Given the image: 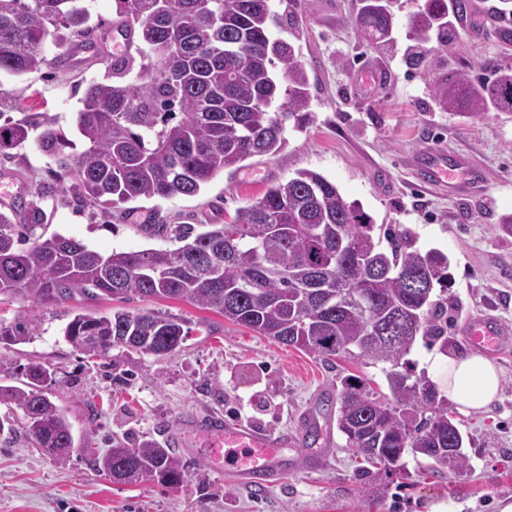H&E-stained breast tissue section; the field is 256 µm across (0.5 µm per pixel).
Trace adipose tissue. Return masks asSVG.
I'll return each instance as SVG.
<instances>
[{"instance_id":"ef3b65f1","label":"adipose tissue","mask_w":512,"mask_h":512,"mask_svg":"<svg viewBox=\"0 0 512 512\" xmlns=\"http://www.w3.org/2000/svg\"><path fill=\"white\" fill-rule=\"evenodd\" d=\"M435 381L460 412L471 413L488 408L497 399L502 375L491 360L470 352L440 356Z\"/></svg>"}]
</instances>
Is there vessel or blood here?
Wrapping results in <instances>:
<instances>
[{
	"label": "vessel or blood",
	"mask_w": 512,
	"mask_h": 512,
	"mask_svg": "<svg viewBox=\"0 0 512 512\" xmlns=\"http://www.w3.org/2000/svg\"><path fill=\"white\" fill-rule=\"evenodd\" d=\"M461 169L467 170L468 178L460 183V191L474 196L483 193L485 179L482 172L460 156L450 158L441 153L422 156L415 163V176L424 185L439 187L450 184ZM503 333L501 324L492 316L467 320L461 327V334L467 342L477 350L486 352L497 351ZM205 432L213 437L215 447L244 451L242 463L233 472L237 482L247 486H271L283 478L288 462L282 450L291 444V437L276 436L218 418L208 420Z\"/></svg>",
	"instance_id": "vessel-or-blood-1"
}]
</instances>
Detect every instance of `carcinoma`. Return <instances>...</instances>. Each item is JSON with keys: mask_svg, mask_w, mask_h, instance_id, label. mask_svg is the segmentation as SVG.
<instances>
[{"mask_svg": "<svg viewBox=\"0 0 512 512\" xmlns=\"http://www.w3.org/2000/svg\"><path fill=\"white\" fill-rule=\"evenodd\" d=\"M119 25L132 34L128 55L112 62L110 79L92 82L76 112L84 150L75 147L46 112L20 120L0 112V155L25 148L38 132L40 150L56 168L39 185L37 201L0 210V297L30 308L77 295L184 301L262 336L331 362L355 355L389 366L390 396L373 393L360 377L345 378L336 397V426L346 445L363 455L364 472L387 470L389 456L421 455L469 469L464 438L448 416L447 399L424 376L406 370L415 340L375 338L414 312L417 335L448 346V256L415 247L405 231L384 230L387 248L374 242L375 225L323 175L302 170L269 186L227 224H149L153 237L175 248L101 254L82 241L45 235L40 201L69 192L102 215L136 199L194 196L217 174L246 159L277 156L288 129L313 123L308 76L293 46L274 35L280 17L272 0H115ZM357 27L372 41L390 37L388 0H362ZM465 0H424L411 31L420 44L430 32L448 37L449 15ZM83 0H0V73L20 77L49 65L47 41L68 48L96 26ZM177 69L168 74L166 59ZM442 109L480 120L488 110L512 112V71L473 85L467 75L435 83ZM414 276L423 287H411ZM34 318L0 320V344L24 343ZM185 321L159 311L76 314L65 340L87 355L114 349L163 356L189 336ZM46 369L32 365L23 386H0L23 413L36 447L58 460L74 447L67 410L34 383ZM115 481L152 476L177 485L183 464L172 449L142 442L129 455L114 448L95 459Z\"/></svg>", "mask_w": 512, "mask_h": 512, "instance_id": "cac0c4a2", "label": "carcinoma"}]
</instances>
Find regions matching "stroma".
Wrapping results in <instances>:
<instances>
[{
    "instance_id": "35a3bbf8",
    "label": "stroma",
    "mask_w": 512,
    "mask_h": 512,
    "mask_svg": "<svg viewBox=\"0 0 512 512\" xmlns=\"http://www.w3.org/2000/svg\"><path fill=\"white\" fill-rule=\"evenodd\" d=\"M468 2L447 46L413 63L410 31L418 0H395L391 38L379 44L355 25L361 0H274L284 18L274 33L293 45L306 68L314 115L306 130L289 131L284 152L225 170L195 196L138 200L109 218L61 192L43 207L48 233L80 239L96 251L165 248L168 240L150 236L146 225L228 222L269 184L305 169L321 173L373 224L408 230L418 249L447 255L449 352L472 350L458 332L464 319L492 315L506 329L493 357L502 373L498 401L477 414L448 409L464 436L469 470L456 473L408 456L404 474L374 480L361 472L360 457L319 408L349 375L387 393L381 366L353 357L327 363L182 301L79 296L33 310L13 300L0 303V318L32 314L36 328L27 342L0 344V385H20L29 365L46 368L48 392L69 411L75 449L62 462L42 452L26 436L21 411L0 400V512H355L361 501L365 512H421L434 497L450 500L458 512H497L499 500L512 499V236L494 229L501 215L512 213V112L472 121L442 110L433 88L437 79L451 82L465 74L479 83L488 71L512 69V40L501 37L512 32V20L497 13L501 0ZM84 4L104 26L96 49L61 62L51 45L54 67L19 79L0 77L1 111L17 102L49 113L72 139L87 85L103 80L122 52L111 39L115 0ZM433 148L470 157L485 176V193L418 184L410 162ZM53 166L32 144L1 156L0 205L30 200ZM117 310L172 314L191 332L162 358L119 350L88 356L64 340L62 330L75 314ZM210 416L300 438V445L284 451L288 477L258 494L229 479L241 454L227 448L213 460L212 439L198 426ZM310 418L320 428L315 440L303 435ZM116 439L172 445L184 482L124 485L100 475L93 460Z\"/></svg>"
}]
</instances>
